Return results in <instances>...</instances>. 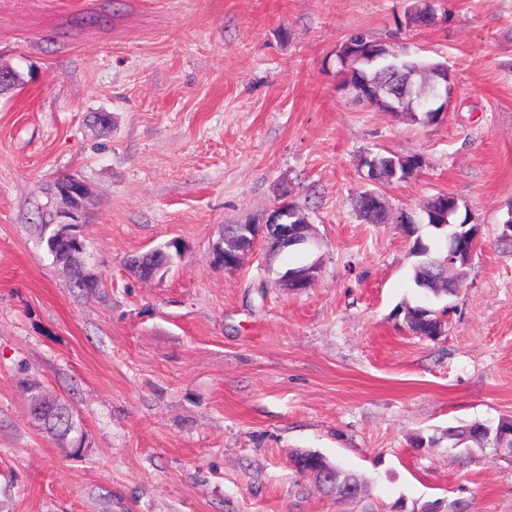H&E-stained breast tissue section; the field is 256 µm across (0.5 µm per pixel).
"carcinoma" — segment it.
<instances>
[{
    "label": "carcinoma",
    "instance_id": "1",
    "mask_svg": "<svg viewBox=\"0 0 512 512\" xmlns=\"http://www.w3.org/2000/svg\"><path fill=\"white\" fill-rule=\"evenodd\" d=\"M434 12L436 9L432 0H412L404 12L401 24L412 28ZM337 58L344 74L343 87L352 94L355 101L370 104L382 111L404 112L413 119L421 111L427 121H438L439 108L423 111L421 107L429 104L431 91L447 80V71L442 62L411 54H395L362 32L353 33L347 38L339 48ZM362 166L369 171L376 170L379 184L383 186L410 178L422 168V160L418 156L404 157L391 152H377L366 156ZM459 209L455 197L438 194L425 206L424 216L418 217L411 213L409 219L412 224L424 221L441 224L453 218ZM358 211L362 220L368 224L387 223L389 209L377 187L361 193ZM444 241L445 244L434 248L419 236L413 241L412 252L420 257L414 268L413 283L428 300L455 294V289L451 288L454 277L448 276L444 265L448 257V242L452 238L448 236ZM43 243L55 259L65 247L77 252L86 249L84 240L75 232L66 242L51 232L43 238ZM444 281L448 282V287H438V283ZM69 288L92 293L100 288V280L95 273L80 264L71 272ZM20 386L40 400V407L30 408L29 415L43 433L59 443L71 445L76 451L80 450L84 444V431L74 407L60 398L47 395L41 384L34 380L24 378ZM503 428L501 421L495 426L472 423L450 427L446 433L448 447L469 450L475 445L501 451L507 447L512 448V435L501 440ZM358 484L357 476L343 468L338 469L330 481L333 489L337 487L347 490Z\"/></svg>",
    "mask_w": 512,
    "mask_h": 512
}]
</instances>
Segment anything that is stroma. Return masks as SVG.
Here are the masks:
<instances>
[{
  "label": "stroma",
  "mask_w": 512,
  "mask_h": 512,
  "mask_svg": "<svg viewBox=\"0 0 512 512\" xmlns=\"http://www.w3.org/2000/svg\"><path fill=\"white\" fill-rule=\"evenodd\" d=\"M410 2L0 0V512H512V454L442 436L512 419V0H434L437 26L405 28ZM355 32L446 63L439 122L343 90ZM377 150L423 161L383 187L393 212L447 193L479 226L436 336L405 323L411 238L358 213ZM64 176L93 193L92 295L41 240ZM285 198L314 246L212 265L222 226ZM172 239L166 275L129 272ZM310 264V288L277 286ZM27 376L77 409L81 451L31 421ZM302 451L359 496L298 473ZM167 245L170 251H164L166 257L160 264H157L153 268L146 269L143 266V262H141V258L136 257L130 260L128 264L129 271L138 277L142 276L144 279H153L156 277L158 271L173 266L175 261L180 262L185 253L183 244L178 240H173L168 242Z\"/></svg>",
  "instance_id": "stroma-1"
}]
</instances>
